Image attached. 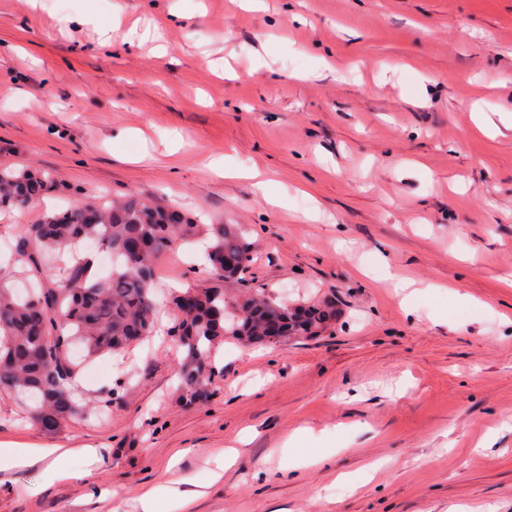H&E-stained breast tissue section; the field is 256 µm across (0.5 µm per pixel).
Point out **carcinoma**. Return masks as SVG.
I'll list each match as a JSON object with an SVG mask.
<instances>
[{
  "mask_svg": "<svg viewBox=\"0 0 512 512\" xmlns=\"http://www.w3.org/2000/svg\"><path fill=\"white\" fill-rule=\"evenodd\" d=\"M67 185L35 169H0V210L24 209ZM199 238L209 240L204 268L210 284L175 291L170 336L179 360L177 390L196 402L213 392L215 354L231 336L242 344L280 342L321 335L333 318L330 308L291 307L285 299L245 294L229 304L224 283L247 287L250 246L245 230L226 224H201L181 210L135 195L77 201L22 226L14 253L31 267L37 287L20 295L0 277V391L30 399L38 424L55 428L84 408L72 385L81 365L74 345L88 356L126 349L132 340L155 332V256ZM94 241L118 263L104 278L88 273L79 246ZM65 252L72 264L61 285L51 282V267ZM278 324L279 336L263 335Z\"/></svg>",
  "mask_w": 512,
  "mask_h": 512,
  "instance_id": "obj_1",
  "label": "carcinoma"
}]
</instances>
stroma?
I'll use <instances>...</instances> for the list:
<instances>
[{"label":"stroma","instance_id":"1","mask_svg":"<svg viewBox=\"0 0 512 512\" xmlns=\"http://www.w3.org/2000/svg\"><path fill=\"white\" fill-rule=\"evenodd\" d=\"M116 11L107 46L77 21ZM210 159L259 165L280 205ZM1 166L71 192L0 211V241L75 199L158 196L244 225L253 288L336 320L225 341L185 404L164 299L207 276L163 252L158 334L72 350L80 403L119 394L103 419L48 430L0 392V442L77 451L70 480L0 472V512H140L166 486L185 512H512V0H0ZM158 493L159 490L155 489L140 499L143 509L142 512H158L157 508L159 497L166 499L171 504V507L168 508V511H175L176 509L186 505L188 502L187 498L182 492H179L177 489L171 487H166L159 493V495Z\"/></svg>","mask_w":512,"mask_h":512}]
</instances>
